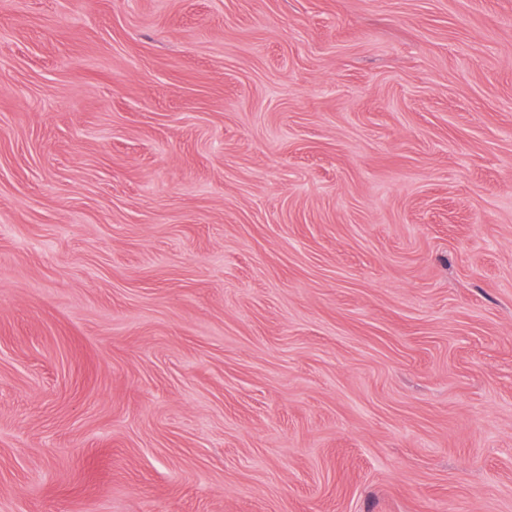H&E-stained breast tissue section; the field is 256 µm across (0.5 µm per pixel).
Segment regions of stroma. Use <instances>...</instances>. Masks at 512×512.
<instances>
[{
	"instance_id": "obj_1",
	"label": "stroma",
	"mask_w": 512,
	"mask_h": 512,
	"mask_svg": "<svg viewBox=\"0 0 512 512\" xmlns=\"http://www.w3.org/2000/svg\"><path fill=\"white\" fill-rule=\"evenodd\" d=\"M0 512H512V0H0Z\"/></svg>"
}]
</instances>
